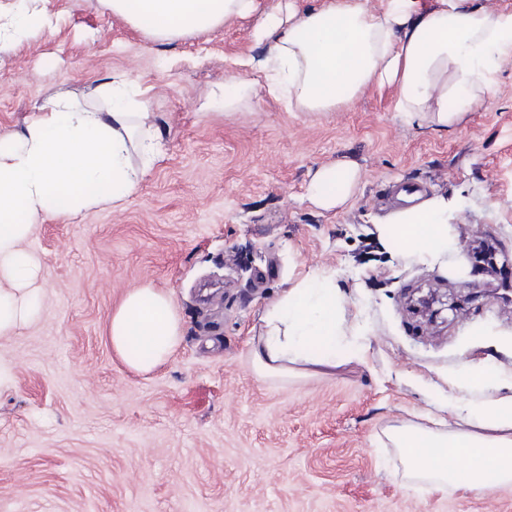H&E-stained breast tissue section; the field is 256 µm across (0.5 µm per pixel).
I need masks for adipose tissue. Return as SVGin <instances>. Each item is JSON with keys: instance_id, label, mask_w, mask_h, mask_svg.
Listing matches in <instances>:
<instances>
[{"instance_id": "obj_1", "label": "adipose tissue", "mask_w": 512, "mask_h": 512, "mask_svg": "<svg viewBox=\"0 0 512 512\" xmlns=\"http://www.w3.org/2000/svg\"><path fill=\"white\" fill-rule=\"evenodd\" d=\"M46 0L0 8V51L49 30ZM113 16L148 39L173 42L260 11L259 0H106ZM256 33L267 43V87L291 110L330 112L374 86L397 91V107L441 127L460 123L495 92L493 71L512 57V11L469 0H325L300 10L282 0L263 13ZM90 106L61 92L27 118L21 131L0 135V337L41 316V263L25 241L37 224L127 201L163 152L145 89L113 74ZM360 172L351 163L319 166L306 197L330 211L352 197ZM443 196L399 210L379 225L385 244L419 261L455 249ZM336 287L326 277L284 290L264 312L252 352L262 378L288 379L332 369L331 348L342 335ZM113 351L133 371L165 364L182 341L173 296L146 282L114 308L107 327ZM449 403L457 425L393 427L388 438L406 476L430 489L462 487L483 494L512 484V394L492 392L483 367L452 377Z\"/></svg>"}]
</instances>
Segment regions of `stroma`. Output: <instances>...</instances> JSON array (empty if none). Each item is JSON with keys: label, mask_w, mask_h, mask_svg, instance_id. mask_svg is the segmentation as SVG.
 <instances>
[{"label": "stroma", "mask_w": 512, "mask_h": 512, "mask_svg": "<svg viewBox=\"0 0 512 512\" xmlns=\"http://www.w3.org/2000/svg\"><path fill=\"white\" fill-rule=\"evenodd\" d=\"M51 30L0 54V134L57 91L86 99L112 74L147 88L164 154L126 202L37 225L41 318L0 337V512H512V485L425 492L386 432L453 424L449 373L474 364L512 391V59L496 93L455 127L399 112L372 89L333 112H291L259 92L204 109L239 58L261 56L260 14L154 43L104 0H49ZM355 164L352 199L323 211L311 172ZM448 196L456 247L396 255L377 226L389 188ZM330 277L346 334L335 373L264 380L253 339L283 289ZM149 282L172 294L182 342L147 374L106 337L113 308ZM467 301L430 324L411 289Z\"/></svg>", "instance_id": "35a3bbf8"}]
</instances>
